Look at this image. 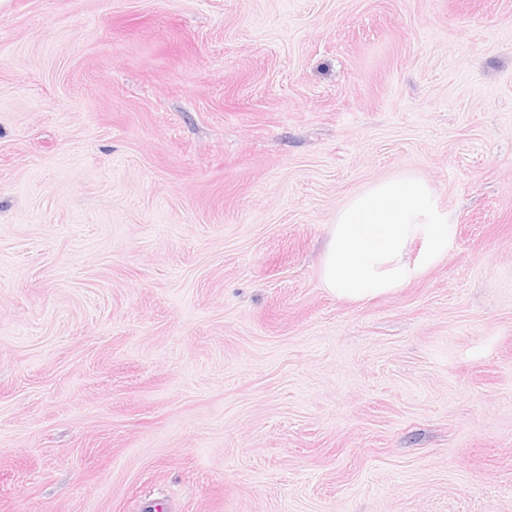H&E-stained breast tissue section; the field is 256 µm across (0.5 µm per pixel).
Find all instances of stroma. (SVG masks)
<instances>
[{
  "label": "stroma",
  "mask_w": 512,
  "mask_h": 512,
  "mask_svg": "<svg viewBox=\"0 0 512 512\" xmlns=\"http://www.w3.org/2000/svg\"><path fill=\"white\" fill-rule=\"evenodd\" d=\"M0 512H512V0H0Z\"/></svg>",
  "instance_id": "stroma-1"
}]
</instances>
